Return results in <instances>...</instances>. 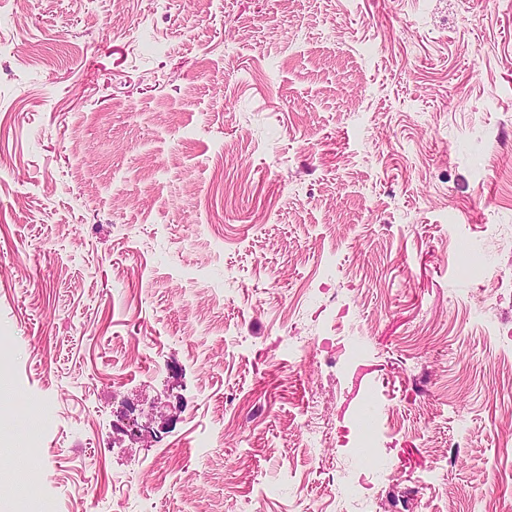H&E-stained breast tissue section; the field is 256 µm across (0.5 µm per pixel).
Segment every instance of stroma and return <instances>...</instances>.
Segmentation results:
<instances>
[{"instance_id": "35a3bbf8", "label": "stroma", "mask_w": 512, "mask_h": 512, "mask_svg": "<svg viewBox=\"0 0 512 512\" xmlns=\"http://www.w3.org/2000/svg\"><path fill=\"white\" fill-rule=\"evenodd\" d=\"M0 39V512H512V0Z\"/></svg>"}]
</instances>
